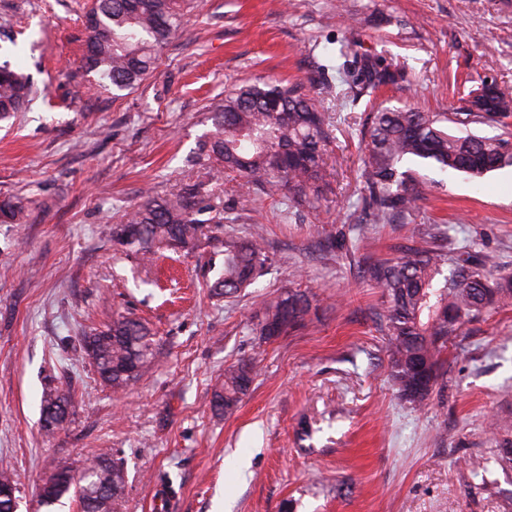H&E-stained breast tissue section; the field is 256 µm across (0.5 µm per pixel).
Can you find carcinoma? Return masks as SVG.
<instances>
[{
  "mask_svg": "<svg viewBox=\"0 0 512 512\" xmlns=\"http://www.w3.org/2000/svg\"><path fill=\"white\" fill-rule=\"evenodd\" d=\"M183 19V0H95L85 18L83 68L118 90L131 89L152 71L158 51L178 32ZM337 71L358 97L371 96L405 74L400 65L369 53L354 54L353 61ZM30 93L27 76L6 64L0 66V118L21 111ZM467 96L473 106L460 112L383 107L366 115L360 130L367 140L362 202L372 221L407 216L415 208L423 183L416 179L413 165L473 180L512 166V143L505 136L479 137L467 131L472 123H497L508 117L512 95L484 80ZM329 126L304 83L258 79L224 95L202 150L245 185L270 192L286 189L298 204L314 207L329 187L324 159ZM205 197L199 184L163 197L149 196L126 223L112 226V242L148 259L163 249L191 248L202 233L201 215L209 210ZM25 218L21 202L0 201V223L16 224ZM214 240L222 247L223 262L209 288L217 297H232L253 284L267 255L254 235ZM450 262L454 264L451 287H436L437 276ZM361 268L383 289L391 376L400 395L415 404L430 396L420 390L419 377L437 380L448 338L464 321L512 303V282L493 280L484 263L474 268L456 263L425 240L386 261L365 258ZM309 311L307 294L290 289L256 314V330L265 340L281 336L305 325ZM154 349L150 329L129 316H119L83 336L80 345L82 355L96 357L101 382L114 392L145 374ZM253 380L250 361L228 368L223 385L213 394V408L233 413ZM124 491V472L104 454L86 467L81 484L60 481L44 505L53 506L70 495L82 512H118Z\"/></svg>",
  "mask_w": 512,
  "mask_h": 512,
  "instance_id": "carcinoma-1",
  "label": "carcinoma"
}]
</instances>
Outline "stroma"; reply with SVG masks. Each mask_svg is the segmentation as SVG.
Returning <instances> with one entry per match:
<instances>
[{
	"mask_svg": "<svg viewBox=\"0 0 512 512\" xmlns=\"http://www.w3.org/2000/svg\"><path fill=\"white\" fill-rule=\"evenodd\" d=\"M92 0H0V52L29 76L26 107L0 118V200L28 217L0 223V463L17 512H81L38 503L62 461L81 469L110 454L123 469L122 512H512V306L451 337L426 404L393 384L381 288L361 260L433 246L512 276V166L473 181L422 170L412 215L371 223L361 209L364 113L379 104L429 112L464 107V81L512 89V0H187L181 29L154 72L118 91L85 72ZM405 65L373 97L338 96L348 41ZM258 76L310 86L332 122L331 191L321 207L248 192L215 174L200 147L234 85ZM206 183L210 227L261 234L267 261L231 298L206 286L221 257L212 240L145 263L108 231L145 194ZM306 291L305 328L264 341L254 316L286 289ZM124 314L146 323L148 374L115 392L79 352L92 329ZM257 377L230 415L212 395L228 366ZM71 407L41 428L47 383Z\"/></svg>",
	"mask_w": 512,
	"mask_h": 512,
	"instance_id": "1",
	"label": "stroma"
}]
</instances>
